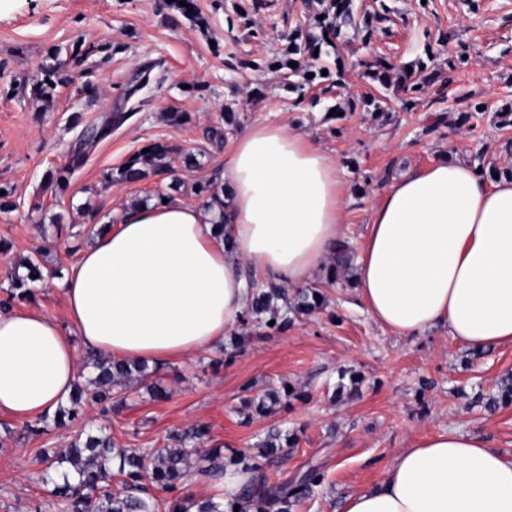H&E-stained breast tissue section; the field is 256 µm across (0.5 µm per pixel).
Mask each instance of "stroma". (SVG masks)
<instances>
[{
    "instance_id": "1",
    "label": "stroma",
    "mask_w": 512,
    "mask_h": 512,
    "mask_svg": "<svg viewBox=\"0 0 512 512\" xmlns=\"http://www.w3.org/2000/svg\"><path fill=\"white\" fill-rule=\"evenodd\" d=\"M194 24L165 0H0V188L12 208L0 210V301L16 260L42 250L54 282L34 289L26 307L62 319L61 273L93 239L94 228L114 223V212L134 197L155 194L172 178L209 181L227 143L214 141L224 107L235 104L242 126L295 123L331 149L350 188L345 235L358 244L376 198L400 176L449 156L486 176L512 170V0H387L392 13L370 43L342 44L341 83L316 84L314 100L296 95L273 67L288 33L302 21L305 0H194ZM248 8L250 25L236 17ZM90 48L66 66L51 107L33 95L54 48ZM376 54L408 64L433 59L447 83L421 92L398 84L371 87L353 63ZM260 97H251L253 89ZM389 104L376 112L368 96ZM341 104L343 115L327 119ZM184 112L187 123L165 115ZM103 136L80 144L87 128ZM155 142L199 152L194 171L176 168L136 184L108 181L129 156ZM68 169L66 184L53 174ZM328 304L288 329L240 331L225 337L231 361L198 352L159 365L153 382L169 398L151 400L131 390L110 413L88 405L70 428L31 436L22 420L0 415V512H62L52 493L55 469L39 449L66 448L72 432L102 429L125 448H160L170 433L202 423L210 447L254 451L270 427L297 433L270 467L287 479L307 465L324 467L314 502L295 512H343L350 493L373 488L394 456L445 428L484 436L512 457V406H486L497 379L512 372V345L471 358L468 349L435 329L414 339L378 326L352 287L326 292ZM359 373L357 392L332 401L327 388L341 370ZM283 382L311 393L308 401L281 403L275 414L244 421L243 397Z\"/></svg>"
}]
</instances>
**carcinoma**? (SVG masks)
Here are the masks:
<instances>
[{
  "mask_svg": "<svg viewBox=\"0 0 512 512\" xmlns=\"http://www.w3.org/2000/svg\"><path fill=\"white\" fill-rule=\"evenodd\" d=\"M309 26L312 32L296 29L288 36L285 58L278 61L283 77L297 93V103L304 101L305 90L313 86L315 79L322 77L321 70L302 67V60L309 56L319 60L322 56L338 53V43L343 36L342 30L364 33V43H370L372 32L369 22H360L354 11L353 0H309L307 2ZM354 66L362 70V75L381 86L391 83L397 77L399 84L408 92L423 90L424 85L435 80V76H425L421 81L412 82L413 73L407 65L380 56L359 58ZM314 73L309 78L307 74ZM64 83L60 77V65L56 64L42 71V78L34 84V94L45 106H51L54 92ZM240 126L238 113L233 104L225 106L224 128L211 132L214 139L221 141L234 134ZM150 151H140L131 155L117 170L114 179L127 183L142 181L151 175L172 170L171 155H180L186 169L200 165L197 154L185 152L180 148L163 142L149 145ZM189 189L192 194L204 202L220 201L224 188L214 187V181L196 182L190 186L175 179L169 189L178 191ZM354 250L347 240L336 243V247L326 266V276L315 284L293 291L269 283L265 286L255 283V295L246 314L242 327L252 330L262 328L285 329L292 319L308 318L323 309L327 298L323 287L337 283H350L353 278L352 262ZM21 266L26 274H16L12 278V291L3 302L10 307L13 300L20 301L32 295V284L42 279L43 264L40 255H28ZM293 317H288V314ZM274 325H269V322ZM87 363L94 369V375L85 379V384L74 385L67 403L60 405L53 415L39 416L35 425L28 426L34 434L44 431V426L53 423L56 428H65L83 412L85 402L91 400L107 409L112 400L121 393H128L131 386L146 388L151 398L161 401L168 398L166 389L149 382L154 371L144 362H119L102 353L91 354ZM499 396L492 400V406L512 404V374L501 377L496 382ZM299 398L301 392L288 389L284 384L279 388H269L258 398L243 400V415L265 417L272 414L282 398ZM209 428L204 424L192 425L170 436L173 446L166 448H116L112 437L100 433L79 432L72 436L67 448L58 453L52 449H39L40 455L49 463L68 464L76 474L70 480L62 473L55 483L54 494L62 500L65 512H293L295 506L304 500H312L316 489L325 478V471L310 466L297 479L282 481L273 478L266 470L267 461L277 456L280 448H293L298 443L295 434H282L276 430L268 433L254 454L242 451L224 453L220 448L202 450L207 443ZM202 458L209 462V472L216 478L224 475L229 465L243 466L252 473V480L242 487L235 503L224 505L205 500H184L175 497L172 500H159L148 489L153 486L166 493H173L192 475L196 460ZM239 510H234V506Z\"/></svg>",
  "mask_w": 512,
  "mask_h": 512,
  "instance_id": "cac0c4a2",
  "label": "carcinoma"
}]
</instances>
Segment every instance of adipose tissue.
I'll list each match as a JSON object with an SVG mask.
<instances>
[{
    "mask_svg": "<svg viewBox=\"0 0 512 512\" xmlns=\"http://www.w3.org/2000/svg\"><path fill=\"white\" fill-rule=\"evenodd\" d=\"M218 171L223 207L176 194L123 207L68 268L66 318L80 344L54 317L0 312V413L30 419L66 403L78 346L159 364L211 350L239 332L253 283L303 288L323 276L348 207L335 156L300 126L257 123ZM358 261V298L390 333L441 327L477 352L512 345L511 176L446 157L411 171L372 205ZM343 512H512V458L444 431L398 452Z\"/></svg>",
    "mask_w": 512,
    "mask_h": 512,
    "instance_id": "obj_1",
    "label": "adipose tissue"
}]
</instances>
